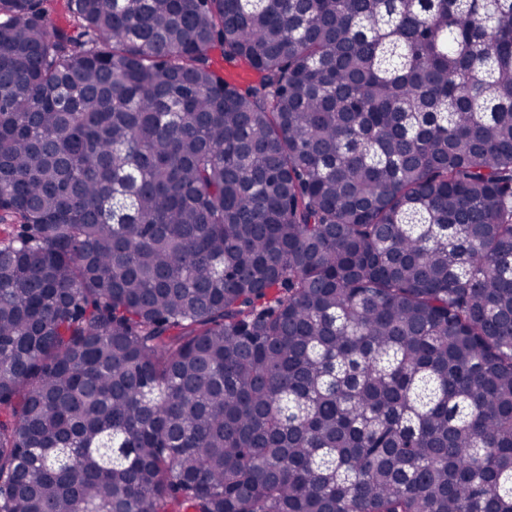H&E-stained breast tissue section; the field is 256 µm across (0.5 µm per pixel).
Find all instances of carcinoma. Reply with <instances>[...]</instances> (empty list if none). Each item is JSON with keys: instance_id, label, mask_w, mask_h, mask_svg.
<instances>
[{"instance_id": "obj_1", "label": "carcinoma", "mask_w": 512, "mask_h": 512, "mask_svg": "<svg viewBox=\"0 0 512 512\" xmlns=\"http://www.w3.org/2000/svg\"><path fill=\"white\" fill-rule=\"evenodd\" d=\"M67 2L0 0V512H512V0ZM211 67L219 75L230 83L245 89L255 85L260 75L244 62H227L220 48L212 49L209 53Z\"/></svg>"}]
</instances>
